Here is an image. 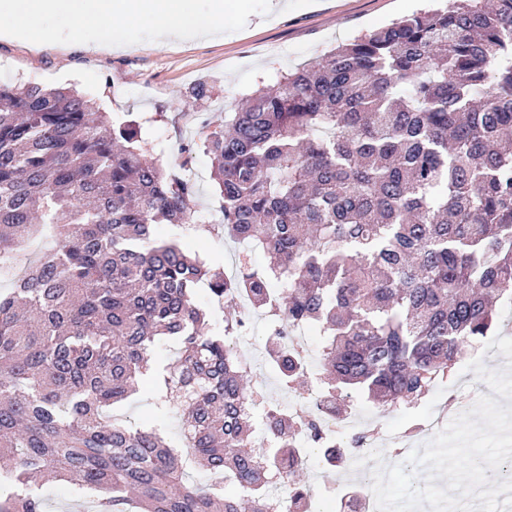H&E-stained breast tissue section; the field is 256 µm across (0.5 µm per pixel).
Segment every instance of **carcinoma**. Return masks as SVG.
Listing matches in <instances>:
<instances>
[{"instance_id":"cac0c4a2","label":"carcinoma","mask_w":512,"mask_h":512,"mask_svg":"<svg viewBox=\"0 0 512 512\" xmlns=\"http://www.w3.org/2000/svg\"><path fill=\"white\" fill-rule=\"evenodd\" d=\"M202 145L224 238L267 258L232 279L154 238L155 224L198 227L197 212L136 122L112 124L70 88L0 84V468L21 488L0 512H44L29 483L47 473L95 490L101 512H270L296 421L268 406L276 428L255 446L250 370L229 346L242 322L215 331L203 284L219 305L249 293L276 328L319 327V389L382 411L448 382L493 330V299H512V0H448L342 44L206 123ZM166 338L178 353L159 405L184 420L181 452L111 413ZM266 352L304 393L280 334ZM301 427L332 447L331 468L362 442ZM194 464L238 493L188 482Z\"/></svg>"}]
</instances>
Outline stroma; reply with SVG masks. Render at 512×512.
<instances>
[{
    "label": "stroma",
    "mask_w": 512,
    "mask_h": 512,
    "mask_svg": "<svg viewBox=\"0 0 512 512\" xmlns=\"http://www.w3.org/2000/svg\"><path fill=\"white\" fill-rule=\"evenodd\" d=\"M423 0H322L311 8L305 0H290L276 21L251 15L242 30L189 43L159 45L142 42L135 53L90 54L79 44H30L0 39V83L72 87L94 98L114 123L137 121L146 147L166 166L196 169L192 206L204 214L212 230H184L174 224L155 227L157 240L176 239L187 251L200 253L216 270H225L234 245L215 231L220 220L210 158L199 148L200 126L223 121L258 86L275 83L278 75L317 60L336 44L354 39L394 19L420 9ZM210 88L209 98L197 100L199 83ZM499 326L491 336L495 348L465 347L452 382L435 389L419 406L379 413L361 400L350 413L363 416L370 428L386 435L405 434L424 423L435 407L447 418L469 408L484 394L502 405L512 404V302L498 304ZM158 389L145 380L140 392L120 409L135 423L164 425L174 442H181L183 422L178 415L162 416L156 404Z\"/></svg>",
    "instance_id": "35a3bbf8"
}]
</instances>
